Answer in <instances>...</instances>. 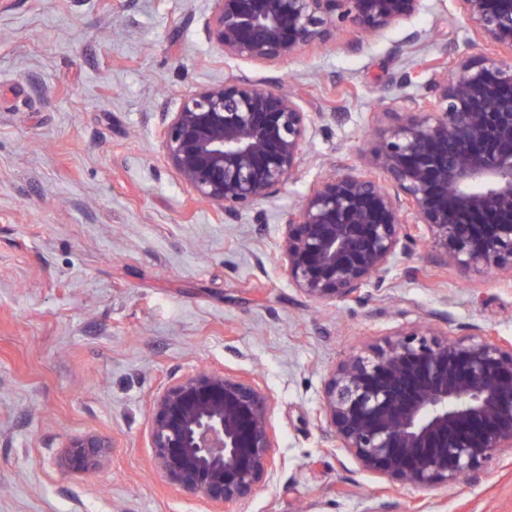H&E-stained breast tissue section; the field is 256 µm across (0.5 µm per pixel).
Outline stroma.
Here are the masks:
<instances>
[{
  "label": "stroma",
  "instance_id": "35a3bbf8",
  "mask_svg": "<svg viewBox=\"0 0 512 512\" xmlns=\"http://www.w3.org/2000/svg\"><path fill=\"white\" fill-rule=\"evenodd\" d=\"M215 0H0V512H207L156 470L152 397L197 368L251 374L271 396L275 468L235 512H512V454L479 479L420 490L360 469L324 438V379L346 355L435 315L512 340V285L415 245L360 302H315L273 261L288 213L354 156L401 98L422 104L449 46L483 53L453 0L350 49L276 64L225 58ZM419 30L420 43L405 42ZM240 79L315 113L292 182L228 220L169 168L162 130L195 88ZM110 441L66 473L68 440Z\"/></svg>",
  "mask_w": 512,
  "mask_h": 512
}]
</instances>
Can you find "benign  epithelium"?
I'll list each match as a JSON object with an SVG mask.
<instances>
[{"mask_svg": "<svg viewBox=\"0 0 512 512\" xmlns=\"http://www.w3.org/2000/svg\"><path fill=\"white\" fill-rule=\"evenodd\" d=\"M422 2L216 0L208 29L225 57L274 64L337 43L345 27L359 44ZM454 2L485 54L452 49L423 109L389 107L375 146L333 161L282 225L279 262L310 300L361 301L420 240L442 266L512 282V64L499 59L512 56V0ZM313 124L292 92L235 80L186 93L163 149L198 200L234 219L297 173ZM270 408L258 381L225 371L164 387L149 413L157 469L224 512L273 469ZM319 420L327 441L390 485L475 477L512 453V342L476 324L450 335L429 315L342 359L324 380ZM108 447L74 437L61 466L87 472Z\"/></svg>", "mask_w": 512, "mask_h": 512, "instance_id": "obj_1", "label": "benign epithelium"}]
</instances>
